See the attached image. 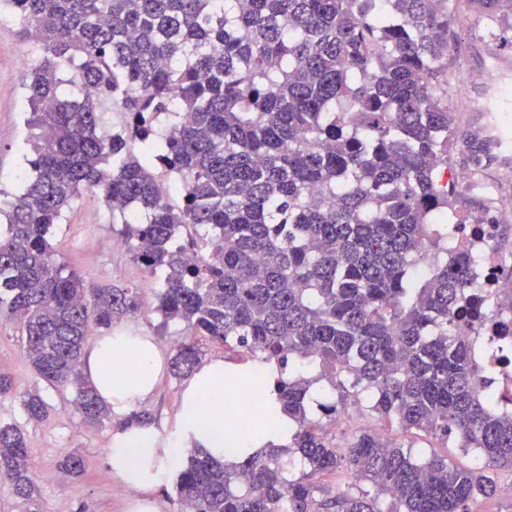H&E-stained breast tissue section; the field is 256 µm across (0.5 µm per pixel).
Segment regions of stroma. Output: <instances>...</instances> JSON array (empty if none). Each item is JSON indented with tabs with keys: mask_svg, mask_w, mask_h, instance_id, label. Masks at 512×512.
<instances>
[{
	"mask_svg": "<svg viewBox=\"0 0 512 512\" xmlns=\"http://www.w3.org/2000/svg\"><path fill=\"white\" fill-rule=\"evenodd\" d=\"M448 8L456 18V42L448 62V82L440 93L456 117L448 150L451 173L463 211L475 215L482 208L498 207L501 252L512 256V209L502 206L503 201L512 200V158H499L481 168L472 163L479 151L478 134L483 125L479 98L488 77L497 69L502 76L512 78V16H476L465 0H448ZM16 28L11 17H0V190L9 194L16 192L15 174L26 168L30 157L23 149L30 135L23 94L27 70L13 62L19 50ZM122 239V227L113 223L111 209L92 193L82 194L73 202L60 224L52 227L50 237L59 262L88 283L137 288L146 307L123 318L120 325L152 336L164 358H172L186 334L185 325L163 321L161 315L152 312L162 275L133 262ZM4 372L14 378L16 390L0 397V423L16 424L28 437L42 512H133L135 491L107 464L111 425L85 424L73 404L74 388L57 391L39 381L24 359L21 331L0 321V373ZM182 389V381L164 372L155 397L143 405V412L160 432H168L174 425ZM29 390L41 391L50 405L44 422L27 420L24 414L23 395ZM380 432L424 452L451 457L464 467L478 468L483 463L478 453L464 452L453 439L401 435L386 426ZM73 451L79 452L85 463V471L78 478L63 476L59 467L62 457Z\"/></svg>",
	"mask_w": 512,
	"mask_h": 512,
	"instance_id": "stroma-1",
	"label": "stroma"
}]
</instances>
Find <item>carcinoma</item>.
Instances as JSON below:
<instances>
[{"label":"carcinoma","instance_id":"1","mask_svg":"<svg viewBox=\"0 0 512 512\" xmlns=\"http://www.w3.org/2000/svg\"><path fill=\"white\" fill-rule=\"evenodd\" d=\"M466 2L512 13V0ZM1 13L36 59L24 83L33 158L0 205V317L22 327L39 378L75 387L84 422L111 420L81 377L87 344L143 307L137 289L90 285L56 258L50 229L89 191L124 225L133 260L164 274L153 309L190 331L174 376L193 373L203 341L294 370L269 384L224 377L230 401L273 389L288 443L231 465L191 453L176 483L186 512H471L494 495V468L512 469V415L474 357L467 332L487 314L448 236L460 214L455 116L439 93L455 44L448 0H0ZM112 109L125 123L105 138ZM199 228L210 249L192 263ZM309 366L320 375L303 376ZM323 378L340 394L322 414L368 390L370 417L454 434L484 469L367 429L332 440L307 410ZM23 407L47 417L38 394ZM289 453L309 472L286 476ZM60 467L79 476L83 460ZM339 470L373 490L317 499L314 478ZM0 474L41 512L12 424H0Z\"/></svg>","mask_w":512,"mask_h":512}]
</instances>
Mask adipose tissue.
I'll return each instance as SVG.
<instances>
[{"mask_svg": "<svg viewBox=\"0 0 512 512\" xmlns=\"http://www.w3.org/2000/svg\"><path fill=\"white\" fill-rule=\"evenodd\" d=\"M258 372L273 376L258 362L232 364L223 357L202 363L185 382L176 426L160 435L154 424L129 422V415L155 393L163 372V357L152 337L125 328L95 337L85 349L82 372L108 406L116 425L112 430L108 462L123 483L136 491L139 512H151V497L187 450L197 449L219 460L224 449V376L229 372ZM236 447L253 453L267 444L288 441V418L273 415L260 428L244 427L233 437Z\"/></svg>", "mask_w": 512, "mask_h": 512, "instance_id": "adipose-tissue-1", "label": "adipose tissue"}]
</instances>
